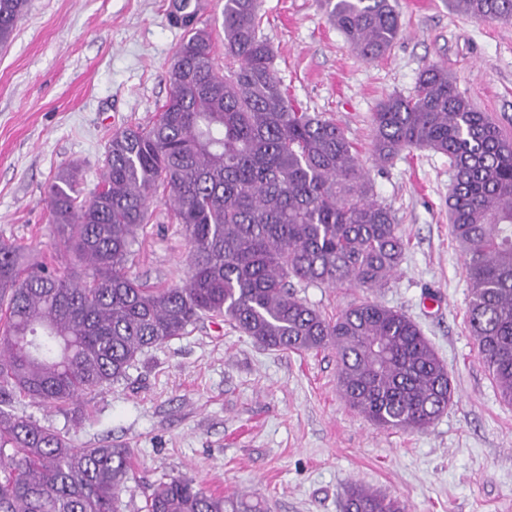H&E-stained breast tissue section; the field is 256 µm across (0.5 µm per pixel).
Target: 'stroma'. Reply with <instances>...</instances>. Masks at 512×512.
Masks as SVG:
<instances>
[{"instance_id":"35a3bbf8","label":"stroma","mask_w":512,"mask_h":512,"mask_svg":"<svg viewBox=\"0 0 512 512\" xmlns=\"http://www.w3.org/2000/svg\"><path fill=\"white\" fill-rule=\"evenodd\" d=\"M401 33L375 61L362 59L322 0H260L261 33L290 103L335 120L357 142L375 199L406 242L386 285H295L334 316L369 298L404 312L448 369L454 401L423 431H382L341 397L336 355L276 351L223 318L145 350L126 379L84 394L67 410L37 400L17 414L66 430L75 447L129 448L134 475L123 512H145L169 476L203 488L261 495L271 512H341L351 485L396 497L409 512H512V405L500 398L467 325L464 257L448 221L453 171L446 155L407 149L387 163L370 147L371 115L386 96L411 95L424 66L448 69L462 93L512 136V24L477 20L448 0H390ZM175 0H28L0 45V241L51 260L44 202L58 167L75 162L92 192L105 146L128 125H148L165 102L166 71L186 29ZM157 204L139 236L133 276L185 279L182 225Z\"/></svg>"}]
</instances>
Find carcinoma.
Instances as JSON below:
<instances>
[{
    "label": "carcinoma",
    "instance_id": "cac0c4a2",
    "mask_svg": "<svg viewBox=\"0 0 512 512\" xmlns=\"http://www.w3.org/2000/svg\"><path fill=\"white\" fill-rule=\"evenodd\" d=\"M329 20L364 59L398 38L390 0H324ZM479 20L512 22V0H453ZM26 0H0V44ZM224 69L208 27L193 26L167 70L169 96L147 126L112 135L99 185L83 196L78 168L47 188L60 273L0 242V512H119L133 475L129 449L75 448L12 411L17 397L64 406L126 377L147 348L222 316L269 349H332L348 404L382 430H424L453 402L443 361L400 310L364 300L327 317L291 281L372 290L400 264L405 242L389 208L371 198L359 151L331 119L301 112L259 35V0H224ZM371 150L383 163L410 148L448 156L452 235L466 260L471 335L500 398L512 404V139L476 109L448 69L426 66L413 94L372 113ZM183 225L190 271L180 285L130 275L153 200ZM146 512H268L254 494L160 480ZM344 512H405L354 485Z\"/></svg>",
    "mask_w": 512,
    "mask_h": 512
}]
</instances>
